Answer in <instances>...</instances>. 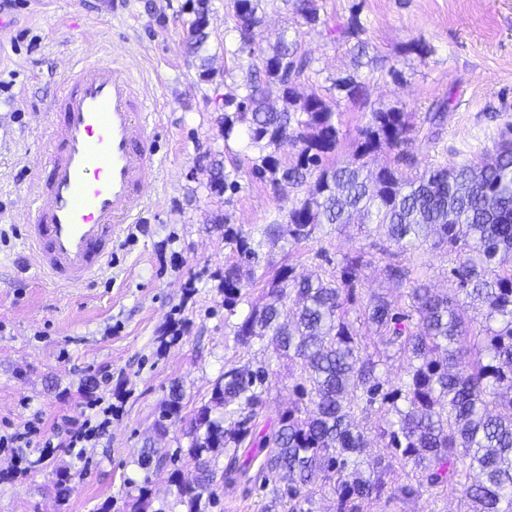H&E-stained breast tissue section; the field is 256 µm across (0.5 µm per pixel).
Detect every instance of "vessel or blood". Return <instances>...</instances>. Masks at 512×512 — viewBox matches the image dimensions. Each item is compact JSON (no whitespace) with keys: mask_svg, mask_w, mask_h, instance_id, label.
I'll return each mask as SVG.
<instances>
[{"mask_svg":"<svg viewBox=\"0 0 512 512\" xmlns=\"http://www.w3.org/2000/svg\"><path fill=\"white\" fill-rule=\"evenodd\" d=\"M51 111L61 113L44 142L43 173L22 213L25 241L53 285L102 275L112 244L149 202L146 179L162 163L140 83L120 62L69 68Z\"/></svg>","mask_w":512,"mask_h":512,"instance_id":"vessel-or-blood-1","label":"vessel or blood"}]
</instances>
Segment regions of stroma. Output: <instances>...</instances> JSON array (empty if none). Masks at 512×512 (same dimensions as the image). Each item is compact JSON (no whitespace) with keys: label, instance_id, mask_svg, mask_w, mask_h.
Instances as JSON below:
<instances>
[{"label":"stroma","instance_id":"obj_1","mask_svg":"<svg viewBox=\"0 0 512 512\" xmlns=\"http://www.w3.org/2000/svg\"><path fill=\"white\" fill-rule=\"evenodd\" d=\"M324 25L310 28L289 0H268L257 42L277 33L298 41L313 60L300 96L335 99L340 128L337 159L354 149L372 109L395 106L423 114L439 99L450 112L438 137L418 134L407 151L415 162L459 164L492 150L512 133V0H320ZM209 38L216 78L201 81L186 45L187 0H14L18 26L0 37V431L41 421L50 450L0 451V512H130L138 498L147 512H187L178 482H192L187 431L207 405L215 381L229 367L255 364L261 345L241 348L224 326L221 276L235 255L215 215L244 232L285 222L292 197L250 174L257 149L227 144L215 118L243 73L228 50L238 35L228 18L231 0H211ZM358 13L363 38L378 58L363 73L361 102L339 99L333 83L352 69L336 28ZM431 47L410 53L414 39ZM122 57L135 67L148 100L163 111L151 141L162 158L150 178L151 202L112 249L108 269L91 285L62 288L43 280L23 244L18 209L44 161L42 144L68 61L90 55ZM235 178V194L212 195L211 162ZM371 242L357 225H324L314 240L294 246L287 262L308 274ZM436 288H452L457 257L421 250L410 257ZM180 336L161 344L169 329ZM95 383L97 408L82 394ZM183 394L179 415L165 431L156 420L172 387ZM107 420L83 451L66 447L67 423ZM164 460L138 465L143 449ZM72 479L57 499L59 471ZM210 512H262L265 498L252 483L225 484L216 476ZM372 512H468L458 494L381 500Z\"/></svg>","mask_w":512,"mask_h":512}]
</instances>
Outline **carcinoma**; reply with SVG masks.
<instances>
[{
	"label": "carcinoma",
	"instance_id": "cac0c4a2",
	"mask_svg": "<svg viewBox=\"0 0 512 512\" xmlns=\"http://www.w3.org/2000/svg\"><path fill=\"white\" fill-rule=\"evenodd\" d=\"M188 2L186 44L200 78L212 81L210 0ZM262 2L232 0L239 37L233 54L250 62L243 92L224 98L218 132L226 143L244 137L265 150L254 174L269 178L283 195L295 193L296 201L287 222L266 225L257 241L224 225V241L238 255L224 266V325L237 345L264 342L276 358H288L300 380L298 398L273 420L266 404L272 358L224 371L189 432L197 481L179 492L189 512H206L214 500L218 453L261 448L255 480L268 491L263 512H314L318 495L333 498L335 512H370L384 495L409 501L425 490L459 491L470 512H512V140H502L477 162L427 164L409 174L390 163L370 168L381 146L401 149L404 161L412 134L424 128L436 133L447 117L443 100L418 125L402 108L372 110L352 155L330 160L339 145L336 103L315 92L297 98V87L312 71V59L297 41L280 35L266 48L252 42ZM293 9L307 26L327 24L317 0H293ZM339 32L355 40L356 67L377 63L360 38L357 12ZM334 88L355 103L365 82L353 74L335 80ZM273 98L281 107L271 104ZM288 146L295 150L290 162L280 157ZM212 168V193L237 187L222 161ZM353 222L384 231L372 246L383 256L387 280L406 289L407 302L379 293L359 296L368 264L362 251L343 254L339 265L314 276H296L292 266L269 258L276 248L313 239L326 224ZM428 244L446 245L458 256L451 295L413 276L406 255ZM262 253L268 259L259 274ZM240 302L249 310L232 323ZM476 304L484 310L477 331L467 316ZM352 311L365 332L350 322ZM392 353L406 360L396 381L379 371ZM181 408L174 388L160 407L158 429ZM215 410L222 417L212 418ZM369 411L379 414L381 437L393 455L373 460L366 473L368 442L357 415Z\"/></svg>",
	"mask_w": 512,
	"mask_h": 512
}]
</instances>
